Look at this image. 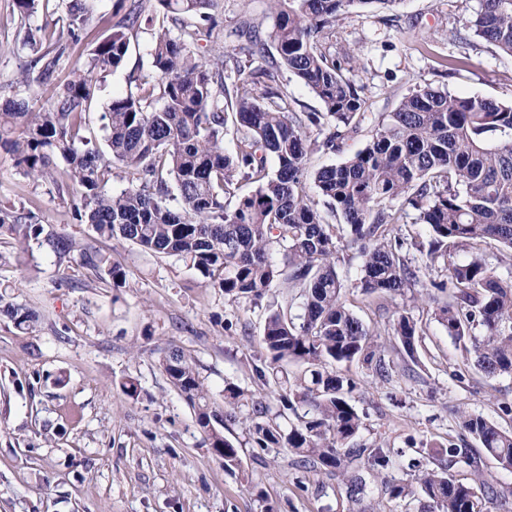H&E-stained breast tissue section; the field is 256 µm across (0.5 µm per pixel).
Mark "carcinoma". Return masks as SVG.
<instances>
[{
	"label": "carcinoma",
	"mask_w": 512,
	"mask_h": 512,
	"mask_svg": "<svg viewBox=\"0 0 512 512\" xmlns=\"http://www.w3.org/2000/svg\"><path fill=\"white\" fill-rule=\"evenodd\" d=\"M156 2L164 13L185 20L176 33L164 26L156 30L151 73L136 91L103 106V140L86 136L87 111L107 75L124 62L126 30L138 23L139 10L125 16L123 29H107L86 62L72 67L71 78L45 104L36 108L27 98L0 102V147L14 154L26 176L55 184L66 180L75 193L73 218L79 223L100 236L176 256L226 296L255 303L280 281L301 289V313L270 311L261 337L272 371H283L289 362L305 366L302 376L275 393L293 419L283 427L268 417V406L253 405L245 417L253 443L286 450L311 471L338 477L356 460L373 471L392 466L394 455L384 443L349 447L363 422L350 403L356 383L340 366L361 358L375 363L380 377L389 376L392 366L376 356L369 328L347 304L336 252L341 245L356 249L362 258L361 290L385 300L419 282L399 257L404 240L393 235L409 206L431 233L426 257L432 265L448 262L450 244L488 238L512 251V103L432 87L406 95L363 149L315 172L314 185L327 199L324 212L305 190L308 152L312 146L324 153L341 149L345 130L364 116L365 101L345 75L353 59L328 58L319 41L358 7L394 8L402 0H271L274 22L266 41L255 26L242 24L239 35L261 54L271 42L286 70L322 102L324 111L301 115L273 89L276 71L248 72L236 62L237 82L230 91L224 60L211 63L195 52L200 36H212L215 20L206 9L213 0ZM61 20L60 28H45L31 41L47 44L30 61L46 80L69 56V43L82 39L87 21L82 0H69ZM466 29L512 56V0H480ZM230 125L229 153L224 136ZM313 128L324 137L311 144ZM114 163L132 170L136 179L110 193L106 184ZM246 185L252 186L247 193ZM338 213L342 224L331 221ZM21 220L1 209L0 232L22 243L39 238L41 225ZM46 243L60 255L76 256L102 281L117 286L125 280L109 259L73 239L50 235ZM275 243L288 251L282 268L271 258ZM430 287L448 294L436 310L448 336L474 354L487 375L512 376V271L500 275L473 254L449 265L447 279L432 280ZM0 312L21 332L35 328V313L23 306L4 305ZM478 326L480 337L473 335ZM393 336L414 356L419 330L411 316L398 314ZM160 367L192 406L224 469L240 467L238 448L215 424L232 417L243 391L225 385L222 416L181 351L169 352ZM458 424L486 456L512 470L511 431L469 411L458 413ZM458 463L478 469L454 444L436 451L421 445L412 462L419 489L394 484L390 498L409 505L419 494L424 498L420 512H488L497 491L483 481H459L450 471Z\"/></svg>",
	"instance_id": "cac0c4a2"
}]
</instances>
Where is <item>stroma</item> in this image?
Segmentation results:
<instances>
[{
  "label": "stroma",
  "mask_w": 512,
  "mask_h": 512,
  "mask_svg": "<svg viewBox=\"0 0 512 512\" xmlns=\"http://www.w3.org/2000/svg\"><path fill=\"white\" fill-rule=\"evenodd\" d=\"M67 0H39L34 13L20 15L15 0H0V96L46 100L64 82L69 65L44 80L28 69L25 40L54 25ZM479 0H403L394 10L375 4L353 10L320 42L328 57L352 55L348 77L365 101L366 118L344 151L312 153L310 170L337 165L362 149L375 127L408 93L424 86L462 96L512 101V57L466 35L464 26ZM155 0H143V20L129 33L121 67L110 73L103 100L133 90L151 69L154 25L145 21ZM220 38H202L196 50L226 54L270 67L278 54L253 53L247 38L234 36L243 20L268 32L269 0H217L213 10ZM0 207L31 217L44 234H62L109 258L125 274L121 287L101 281L79 261L58 256L39 241L20 248L15 236L0 235V299L37 313L33 332L18 331L0 315V512H393L389 484L414 482L415 458L408 438L452 443L479 455V445L462 434L461 410L474 411L512 430V376L490 377L464 357L435 318L436 304L419 299L418 288L379 305L359 288L362 259L343 249L336 267L348 304L370 329L379 349L398 366L383 380L370 366H347L357 388L351 402L363 421L357 448L384 441L396 451L394 466L367 478L361 504L351 503L336 477L300 467L295 456L254 446L243 417L225 420V437L237 446L241 465L228 471L213 452L193 411L161 372L160 359L178 349L189 358L216 408L224 385L236 384L245 401L269 404L278 413L275 382L259 380L254 366L267 364L261 344L269 310L299 302L298 289L277 285L259 305L231 300L198 272L172 256L143 251L116 238L98 236L72 214L67 188L34 181L0 149ZM400 251L422 283L442 280L444 269H427L420 246L424 225L395 227ZM407 311L422 329L414 357L392 336L397 312ZM134 379L138 398L118 384ZM468 483L483 480L498 492L490 512H512V471L482 457L478 470L455 465Z\"/></svg>",
  "instance_id": "obj_1"
}]
</instances>
